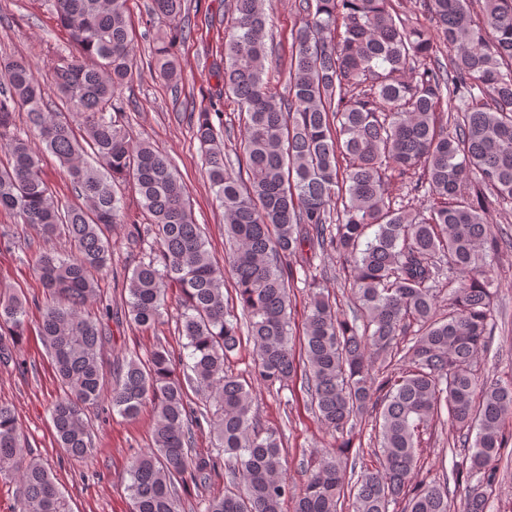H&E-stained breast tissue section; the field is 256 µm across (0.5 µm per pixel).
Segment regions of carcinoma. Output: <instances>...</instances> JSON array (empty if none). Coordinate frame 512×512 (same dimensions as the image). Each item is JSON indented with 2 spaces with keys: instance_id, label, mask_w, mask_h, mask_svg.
Segmentation results:
<instances>
[{
  "instance_id": "cac0c4a2",
  "label": "carcinoma",
  "mask_w": 512,
  "mask_h": 512,
  "mask_svg": "<svg viewBox=\"0 0 512 512\" xmlns=\"http://www.w3.org/2000/svg\"><path fill=\"white\" fill-rule=\"evenodd\" d=\"M76 53L60 55L51 79L68 115L44 102L31 66L0 57V209L37 229L33 269L45 290L38 324L62 395L50 407L67 459L93 451L87 411L108 398L112 412L135 417L153 406L152 448L131 455L127 491L133 512H183L181 493L205 490L224 469V491L204 512H451L449 482L465 487L463 512H487L497 483L492 465L512 444V383L481 380L473 365L493 332L492 265L512 248L488 222V195L512 208V0H420L413 20L393 0H299V26L287 61L288 92L265 80L276 55L265 0H232L219 95L243 114L238 170L224 161L231 131L218 112L194 117L206 173L224 210V272L196 224L171 159L117 124L119 94L133 78L127 0H48ZM185 0H151L148 14L176 17ZM190 26L157 38L159 74L173 89L177 44ZM448 48V62L437 57ZM64 166L80 204L54 195L42 160L16 135V114ZM90 155L93 162L85 156ZM410 179L429 204L397 203L392 180ZM134 184L146 215L127 240L148 246L126 277L127 312L138 329L160 323L168 290L179 291L178 336L187 372L167 347L124 358L107 380L102 347L110 308L85 311L112 259L109 233L125 223L118 181ZM59 238L71 247L60 254ZM351 267L350 314L326 294L325 258ZM461 274L448 312L440 288ZM307 283L303 357L292 345L293 284ZM29 301L0 289V363L14 361L27 332ZM412 336L405 353L399 337ZM255 353L253 377L269 388L297 381L317 419L340 437L368 417L378 429L376 466L339 451L320 455L297 490L288 482L277 431L252 413L253 388L232 369L242 339ZM387 364L381 375L375 364ZM198 395L188 399L185 387ZM447 410L457 432L450 473L416 479L421 440ZM207 425L217 452L195 447ZM0 479L16 487L17 512H72L68 497L26 443L15 410L0 403Z\"/></svg>"
}]
</instances>
